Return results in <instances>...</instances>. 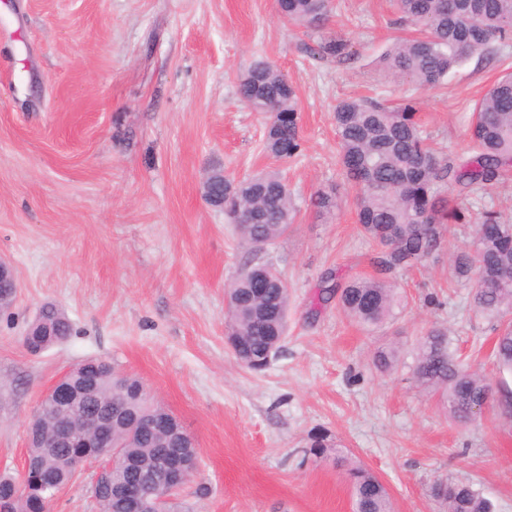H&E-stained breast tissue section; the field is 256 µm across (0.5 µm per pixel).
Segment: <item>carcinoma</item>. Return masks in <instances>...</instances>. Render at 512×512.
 Returning a JSON list of instances; mask_svg holds the SVG:
<instances>
[{"mask_svg": "<svg viewBox=\"0 0 512 512\" xmlns=\"http://www.w3.org/2000/svg\"><path fill=\"white\" fill-rule=\"evenodd\" d=\"M414 35L396 41L383 56L385 71L394 78L427 88L439 87L463 63L478 56H499L512 45V0H394ZM280 15L293 23L318 29L332 10V0H277ZM317 54L341 59L350 55L342 38L323 39ZM240 99L267 120L266 149L278 160L300 154L302 139L297 96L287 77L273 64L259 60L238 79ZM341 163L348 180L358 187L355 219L360 231L378 245L370 258L376 278L341 283L330 271L318 303L336 301L342 312L364 326L383 324L393 314L396 294L387 278L438 251L449 224H462V209L448 205L445 189L458 195H489L512 170V70L496 80L476 102L470 127L471 155L459 159L427 142L417 115V103L406 99L391 106L369 98H345L334 110ZM204 183L207 201L224 207L243 242L253 251L272 245L294 223L296 211L287 184L271 171L242 179L221 177ZM321 215L338 208L334 192L321 191L313 200ZM248 214L254 222L245 224ZM457 278L472 284L476 312L499 321L493 355L499 368L512 371V218L498 210L482 211L473 225V243L451 256ZM266 272L278 286L257 293L249 274L240 273L227 291V336L239 362L264 371L288 332V287L274 269L262 262L251 273ZM50 326L47 336L25 337L26 349L38 353L67 340L68 318L52 304L39 311ZM95 378L84 401L72 407L77 423L95 412L112 410V442L121 447L125 465L98 483L100 512H121L120 489L143 487L156 458L196 462L184 448L182 426L138 429L140 417L161 406L151 402L136 377L117 372L103 359H87L69 370V382L80 386ZM414 378L425 390L441 394L448 414L468 424L471 408L493 398L486 377L477 374L451 350L448 331L434 327L422 337ZM99 452L75 442L59 448H27V492L18 479L0 474V499L14 500L16 512H44L52 493L74 482V462ZM355 512H393L384 484L365 467L349 470ZM433 497L446 512H493L489 499L470 484L438 480Z\"/></svg>", "mask_w": 512, "mask_h": 512, "instance_id": "cac0c4a2", "label": "carcinoma"}]
</instances>
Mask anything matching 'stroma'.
<instances>
[{
	"instance_id": "1",
	"label": "stroma",
	"mask_w": 512,
	"mask_h": 512,
	"mask_svg": "<svg viewBox=\"0 0 512 512\" xmlns=\"http://www.w3.org/2000/svg\"><path fill=\"white\" fill-rule=\"evenodd\" d=\"M404 34L390 0H333L314 32L283 19L275 0H0V257L19 283L0 312V467L21 469L52 383L104 358L193 437L194 483L209 493L184 490L191 512H353V464L381 479L393 512H439L430 496L439 478L512 512V415L494 403L459 425L413 378L419 340L445 327L495 396L512 392V373L490 357L496 323L474 312L448 264L483 209L512 206V173L492 195L452 197L468 223L395 275L401 304L382 328L314 307L325 272L375 274L376 246L355 222L340 161L337 102L414 99L429 139L462 158L473 106L504 67L472 58L433 90L394 81L382 56ZM324 37L348 40L354 56L314 54ZM261 59L297 93L302 152L288 161L266 151L262 115L237 94ZM216 165L235 179L275 171L291 190L295 222L263 255L204 200ZM331 187L342 204L324 221L311 198ZM259 259L288 284V335L255 373L237 361L224 317L226 288ZM47 302L73 333L32 354L23 333ZM391 344L398 360L380 370L374 354ZM317 432L330 444L321 457L308 450ZM94 471L62 488L51 512H98Z\"/></svg>"
}]
</instances>
